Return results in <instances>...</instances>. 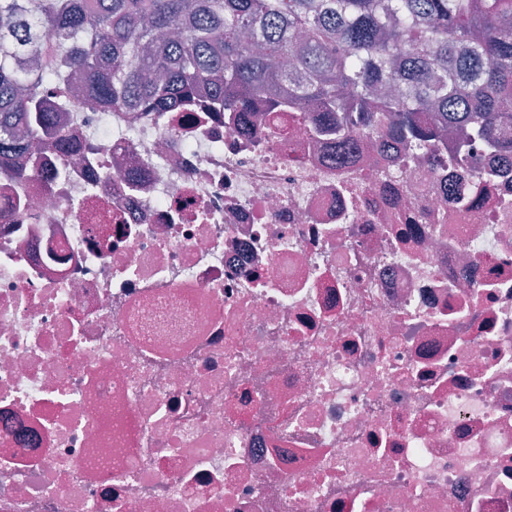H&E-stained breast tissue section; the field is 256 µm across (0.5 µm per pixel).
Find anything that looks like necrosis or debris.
Returning <instances> with one entry per match:
<instances>
[{"label":"necrosis or debris","instance_id":"1","mask_svg":"<svg viewBox=\"0 0 512 512\" xmlns=\"http://www.w3.org/2000/svg\"><path fill=\"white\" fill-rule=\"evenodd\" d=\"M205 102L0 180V512H512V157Z\"/></svg>","mask_w":512,"mask_h":512}]
</instances>
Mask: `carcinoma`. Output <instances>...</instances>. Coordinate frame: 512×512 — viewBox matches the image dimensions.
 I'll return each mask as SVG.
<instances>
[{
  "label": "carcinoma",
  "mask_w": 512,
  "mask_h": 512,
  "mask_svg": "<svg viewBox=\"0 0 512 512\" xmlns=\"http://www.w3.org/2000/svg\"><path fill=\"white\" fill-rule=\"evenodd\" d=\"M167 112L204 89L246 132L257 97L343 160L378 133L512 155V0H0V157L72 147L51 90Z\"/></svg>",
  "instance_id": "cac0c4a2"
}]
</instances>
